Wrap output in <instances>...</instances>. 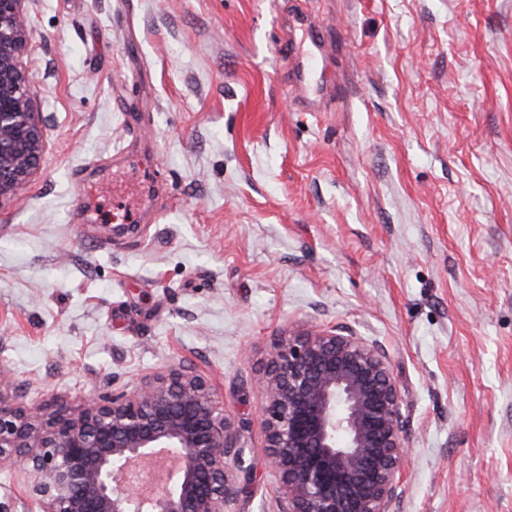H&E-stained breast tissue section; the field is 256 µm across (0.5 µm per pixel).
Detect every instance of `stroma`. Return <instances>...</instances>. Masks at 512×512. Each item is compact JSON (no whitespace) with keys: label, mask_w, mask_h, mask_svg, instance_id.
Here are the masks:
<instances>
[{"label":"stroma","mask_w":512,"mask_h":512,"mask_svg":"<svg viewBox=\"0 0 512 512\" xmlns=\"http://www.w3.org/2000/svg\"><path fill=\"white\" fill-rule=\"evenodd\" d=\"M321 29L314 85L297 64ZM38 173L0 204L20 402L204 374L238 426L229 512H276L271 339L381 346L396 512H512V0H33ZM135 181L139 230L91 192Z\"/></svg>","instance_id":"1"}]
</instances>
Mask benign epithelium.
I'll return each mask as SVG.
<instances>
[{
	"label": "benign epithelium",
	"mask_w": 512,
	"mask_h": 512,
	"mask_svg": "<svg viewBox=\"0 0 512 512\" xmlns=\"http://www.w3.org/2000/svg\"><path fill=\"white\" fill-rule=\"evenodd\" d=\"M0 0V204L46 143L28 60V5ZM280 512H394L409 455L388 355L335 326L278 336L258 379ZM244 449L205 376L170 366L130 391L19 405L0 392V463L33 512H228Z\"/></svg>",
	"instance_id": "benign-epithelium-1"
}]
</instances>
